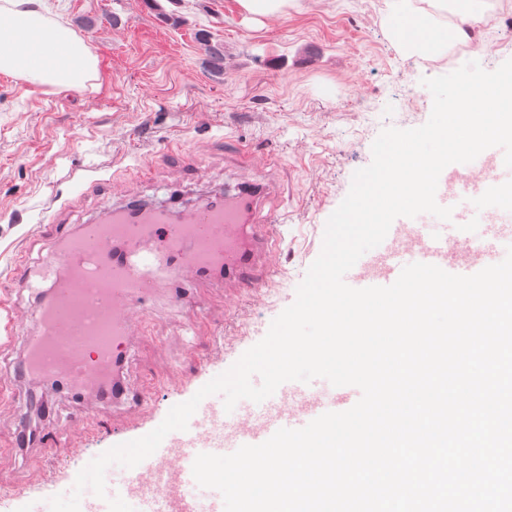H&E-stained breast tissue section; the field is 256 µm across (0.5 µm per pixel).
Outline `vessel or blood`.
I'll return each mask as SVG.
<instances>
[{"label": "vessel or blood", "instance_id": "b4317fda", "mask_svg": "<svg viewBox=\"0 0 512 512\" xmlns=\"http://www.w3.org/2000/svg\"><path fill=\"white\" fill-rule=\"evenodd\" d=\"M489 179L470 182L469 198H461L456 182L466 166L454 163L439 177V205L459 209L464 221L496 225L489 244L478 252L449 253L455 236L448 224L423 213L394 220L395 230L365 253L345 274L354 288L388 286L412 263L433 264L457 275H472L501 262L512 245V215L496 196L499 182L512 180L504 152L483 153ZM276 189L240 182L234 195H215L190 209L126 198L104 219L76 225L65 247L48 257L42 285L46 297L26 341L29 367L42 380L80 392L96 387L100 396L123 403L127 386L121 369L131 339L144 332L150 302L173 293L177 284L212 275L233 284L226 297L234 307L240 296L257 295L276 273V257L288 226L280 211H264V200ZM429 225L422 240L412 231ZM355 404L352 387L341 386L325 399L310 384L289 381L262 402L240 400L225 411L222 395L206 397L190 418L187 430L169 433L158 449L139 465L108 466L106 495L84 491L80 512H109L108 501L121 497L135 512H224L217 490L191 494L192 465L198 454L228 455L244 445H257L278 429H299L323 413L345 411Z\"/></svg>", "mask_w": 512, "mask_h": 512}]
</instances>
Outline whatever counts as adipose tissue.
Returning <instances> with one entry per match:
<instances>
[{"label":"adipose tissue","mask_w":512,"mask_h":512,"mask_svg":"<svg viewBox=\"0 0 512 512\" xmlns=\"http://www.w3.org/2000/svg\"><path fill=\"white\" fill-rule=\"evenodd\" d=\"M39 0H0V72L57 89L81 90L97 76V59L86 42L70 28L47 19ZM458 19L452 29L434 27L426 16H412L407 40L429 53L439 52L450 37H466V24L481 21V0H452Z\"/></svg>","instance_id":"1"}]
</instances>
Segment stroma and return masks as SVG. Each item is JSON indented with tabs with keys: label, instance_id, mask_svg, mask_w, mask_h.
I'll list each match as a JSON object with an SVG mask.
<instances>
[{
	"label": "stroma",
	"instance_id": "stroma-1",
	"mask_svg": "<svg viewBox=\"0 0 512 512\" xmlns=\"http://www.w3.org/2000/svg\"><path fill=\"white\" fill-rule=\"evenodd\" d=\"M97 58L84 90H49L0 76V275L25 279L76 222L111 208L113 195L188 204L242 177L273 179L288 214L281 274L262 300L224 307V282L203 283L209 313L159 302L126 365L136 410L46 387L20 373L25 334L0 332V512H26L89 454L147 434L207 376L228 370L262 340L322 249L326 221L354 172L370 164L387 127L423 125L433 98L422 81L469 62L443 48L427 63L394 23L424 0H284L259 15L238 0H42ZM512 59V10L475 30ZM222 44L215 65L207 44ZM100 168L114 189L79 191ZM79 415L80 435L49 433L54 413ZM24 497H17V490Z\"/></svg>",
	"mask_w": 512,
	"mask_h": 512
}]
</instances>
